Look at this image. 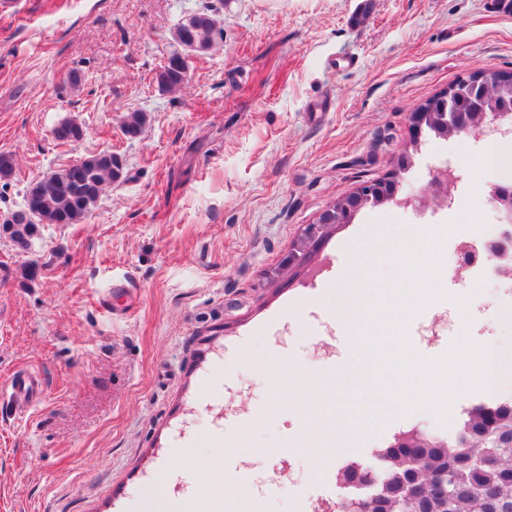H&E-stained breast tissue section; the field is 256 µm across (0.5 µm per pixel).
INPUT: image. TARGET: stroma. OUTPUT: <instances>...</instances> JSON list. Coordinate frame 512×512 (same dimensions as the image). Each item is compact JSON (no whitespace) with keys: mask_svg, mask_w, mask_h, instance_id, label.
<instances>
[{"mask_svg":"<svg viewBox=\"0 0 512 512\" xmlns=\"http://www.w3.org/2000/svg\"><path fill=\"white\" fill-rule=\"evenodd\" d=\"M216 9L224 39L190 55L188 80L158 86L177 26ZM512 71V9L494 0H8L0 6V217L28 187L109 151L126 178L82 224H46L30 251L0 236V385L41 373L42 398L0 403V512H225L188 458L222 453L225 481L244 482L262 512H336L339 471L376 467L378 449L414 427L444 440L455 428L427 411L388 421L355 447L330 451L340 426L307 396L329 390L353 327L331 295L354 270L352 243L374 223L413 224L389 204L337 227L321 272L281 262L301 225L358 185L385 178L409 139L407 115L463 73ZM144 112L128 138L127 113ZM71 120L76 143L53 131ZM475 135L427 138L398 195L423 192L439 159L455 164L453 207L496 221L485 197L500 179L474 177ZM451 298L407 321L414 349L440 357L462 334L512 344L497 284L453 320L472 275ZM36 277H27L28 261Z\"/></svg>","mask_w":512,"mask_h":512,"instance_id":"obj_1","label":"stroma"}]
</instances>
